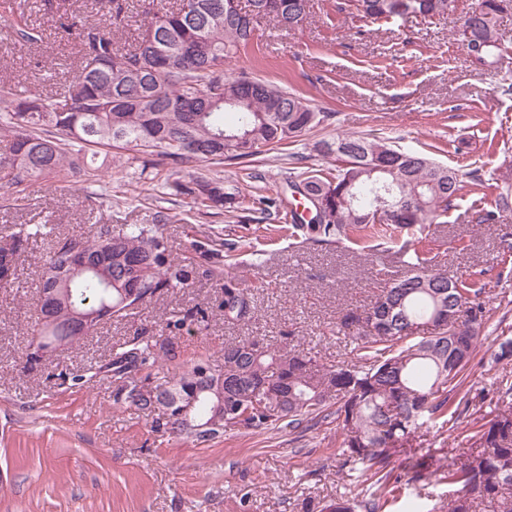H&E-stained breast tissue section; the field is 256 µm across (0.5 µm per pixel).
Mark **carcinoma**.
Wrapping results in <instances>:
<instances>
[{"mask_svg":"<svg viewBox=\"0 0 512 512\" xmlns=\"http://www.w3.org/2000/svg\"><path fill=\"white\" fill-rule=\"evenodd\" d=\"M109 22L91 24L63 10L61 28L72 36L75 67L56 90L18 91L0 81V134L8 151L0 156V188L14 201L28 198L30 184L41 178L94 182L107 167L104 148L134 150L143 164L158 157L168 166L166 179L175 196L191 198L198 214L215 207L239 209L242 191L204 173L182 179L192 164L249 159L301 137L330 119L304 98L246 73L230 75L224 63L254 40L257 28L273 22L293 30L311 15L312 0H172L145 13L131 43L120 45L116 33L128 28V0H105ZM459 0H341L338 10L370 22L449 17ZM512 0H476L462 18L460 41L480 64L504 59L495 38ZM25 46L42 41L26 20L10 27ZM204 34L205 51L189 46ZM157 41L163 57L142 51L147 37ZM318 151L334 159L327 172H293L289 187L312 212L306 220L291 211V223L277 228L314 243L349 240L369 243L415 230L405 242L415 262L379 290L371 306L348 310L338 325L352 330L353 363L326 366L301 352L274 348L252 337L224 344V363L199 358L181 362L170 375L150 386L152 372L176 360L174 349L138 334L120 345L106 367L122 381L115 401L152 418L157 431L174 428L199 444L227 431L256 428L296 429L303 422L334 417L343 436L340 456L373 479L370 499L341 496L305 504L306 512H381L395 498L390 475L401 461L423 477L429 468L438 480L455 486L454 508L475 512L489 504L493 512H512V404L507 403L469 433V447L448 466H434L430 455L401 456L411 438L426 428L444 429L473 402L464 373L485 329V288L475 279L452 280L428 263L426 227L448 211L463 189L457 170L420 153L402 151L366 137L338 135L319 143ZM40 224H14L0 235V254L21 267L29 240L43 234ZM81 246L95 271L67 278L70 248ZM211 269L172 255L159 224H94L91 234L57 238L44 260L39 293L63 290L54 308L36 306L29 330L33 348L81 334L69 329L74 310L116 308L114 317L133 311L120 306L126 282H140L152 299L189 287ZM224 322L250 323L255 307L249 289L224 276ZM456 315L455 357L448 356V314ZM423 324L424 337L405 342V329ZM224 377V406H244L236 421L217 410L209 380Z\"/></svg>","mask_w":512,"mask_h":512,"instance_id":"carcinoma-1","label":"carcinoma"}]
</instances>
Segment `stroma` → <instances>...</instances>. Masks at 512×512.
Wrapping results in <instances>:
<instances>
[{
  "mask_svg": "<svg viewBox=\"0 0 512 512\" xmlns=\"http://www.w3.org/2000/svg\"><path fill=\"white\" fill-rule=\"evenodd\" d=\"M337 0H314L311 18L284 32L262 25L227 72H245L288 88L332 115L298 141L247 161L209 166L211 176L240 187L245 200L232 213L195 214L188 199L168 195L155 167L140 163L108 168L91 185L46 180L32 186L29 205H4L0 226L41 224L30 241L19 280L0 288V512H303V500L322 501L364 494L359 472L343 468L335 424L295 430L251 429L224 433L205 444L151 427L134 409L115 404L112 376L95 383L59 384L56 375L107 363L113 350L143 331L172 342L181 358L224 361V343L243 336L310 352L320 362L345 364L354 343L338 319L375 298L384 275L404 271L396 245L364 260L357 245L317 247L266 234L288 223L285 209L262 210V197L285 190L295 159L325 169L329 158L316 142L339 134L388 139L395 147L424 153L468 174L482 169V186L466 185L442 223L431 225L433 263L449 278L479 275L486 288L487 327L467 370L478 397L447 432L424 434L418 453L449 464L465 445L462 429L485 422L500 407L499 391L512 385V360L496 361L500 341L512 339V255L499 249L512 238V210H495L493 173L512 163V72L473 63L456 39L462 13L475 0H460L458 15L418 22L365 23L338 12ZM62 0H0V75L19 88L51 92L70 71L74 45L60 39ZM43 32L42 43L22 46L8 35L16 18ZM162 223L174 253L214 269L184 290L152 300L126 318L101 324L80 344L63 346L25 370L31 350L27 323L37 302L43 261L57 236L82 234L91 225ZM234 244L232 275L249 287L256 307L247 325L228 326L223 253ZM202 309L203 323L186 322L178 332L172 313ZM401 492L385 512H448L450 486L442 481L400 477Z\"/></svg>",
  "mask_w": 512,
  "mask_h": 512,
  "instance_id": "1",
  "label": "stroma"
}]
</instances>
